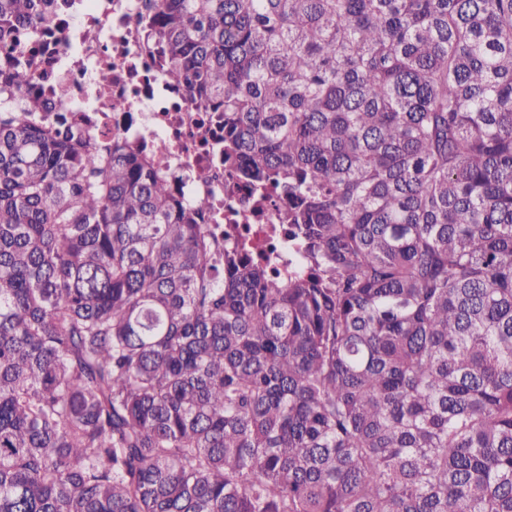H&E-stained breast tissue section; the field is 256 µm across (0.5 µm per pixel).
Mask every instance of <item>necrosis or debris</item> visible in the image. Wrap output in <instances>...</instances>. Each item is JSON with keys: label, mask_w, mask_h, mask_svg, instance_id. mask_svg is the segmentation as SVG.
<instances>
[{"label": "necrosis or debris", "mask_w": 512, "mask_h": 512, "mask_svg": "<svg viewBox=\"0 0 512 512\" xmlns=\"http://www.w3.org/2000/svg\"><path fill=\"white\" fill-rule=\"evenodd\" d=\"M142 0H67L56 14L52 35L21 44L43 91L62 84L68 89L67 109L87 117L93 138L120 136L140 144L163 140L171 151L155 157L159 175L180 194L209 197L227 240L251 254L268 252L280 273L295 275L300 254L288 246L277 211L224 166V116L193 112L184 88L169 81L158 47L148 42L149 23ZM110 70L107 84L95 75Z\"/></svg>", "instance_id": "1"}]
</instances>
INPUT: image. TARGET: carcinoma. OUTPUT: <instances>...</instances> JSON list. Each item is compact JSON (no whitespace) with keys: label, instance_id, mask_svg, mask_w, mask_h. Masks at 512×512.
I'll use <instances>...</instances> for the list:
<instances>
[{"label":"carcinoma","instance_id":"1","mask_svg":"<svg viewBox=\"0 0 512 512\" xmlns=\"http://www.w3.org/2000/svg\"><path fill=\"white\" fill-rule=\"evenodd\" d=\"M145 7L306 266L0 70V512H512V0Z\"/></svg>","mask_w":512,"mask_h":512}]
</instances>
